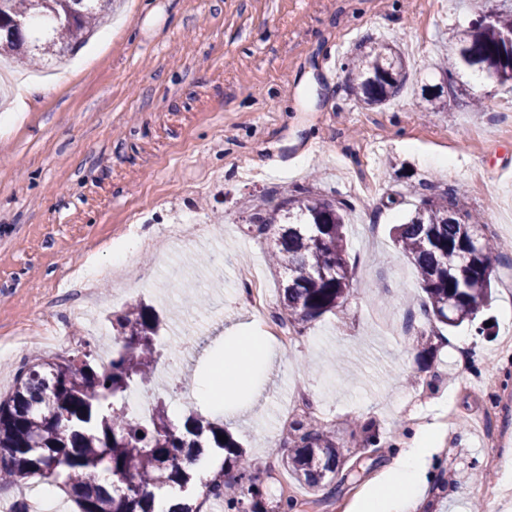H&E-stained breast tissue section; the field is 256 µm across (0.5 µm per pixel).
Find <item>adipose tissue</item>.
Listing matches in <instances>:
<instances>
[{
  "mask_svg": "<svg viewBox=\"0 0 512 512\" xmlns=\"http://www.w3.org/2000/svg\"><path fill=\"white\" fill-rule=\"evenodd\" d=\"M229 355L223 371L213 372L196 387L198 395L214 413L227 409L229 402L251 385L248 365L252 354L247 344L239 338H232ZM432 444V433L421 431L413 448L400 455L386 486L364 499L361 512H415L422 483L421 469Z\"/></svg>",
  "mask_w": 512,
  "mask_h": 512,
  "instance_id": "ef3b65f1",
  "label": "adipose tissue"
}]
</instances>
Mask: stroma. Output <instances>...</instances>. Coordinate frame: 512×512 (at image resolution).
Here are the masks:
<instances>
[{
    "mask_svg": "<svg viewBox=\"0 0 512 512\" xmlns=\"http://www.w3.org/2000/svg\"><path fill=\"white\" fill-rule=\"evenodd\" d=\"M486 0H116L107 35L90 40L57 73L0 68L7 92L46 93L0 121V394L25 356L68 355L78 340L96 352L111 336L86 337L68 318L71 272L95 273L96 316L153 306L164 321L168 375L153 394L171 397L209 377L229 336L261 338L276 357L241 396L229 431L266 492L293 512H359L386 483L401 449L433 431L418 512H472L486 485L505 493L512 469L487 470L480 416L512 392V363L496 361L512 326V92L464 75L468 92L422 112V86ZM405 56L402 93L368 106L343 67L377 42ZM480 95L474 109L468 93ZM352 205L346 236L355 270L344 306L305 323L288 348L249 313L237 271L259 267L278 311L282 273L268 246L247 233L252 214L295 187ZM456 189L498 244L493 300L479 320L433 329L417 273L390 229L422 196ZM403 196L391 207L388 197ZM182 225L170 243L166 225ZM139 249L130 264L115 247ZM223 252L220 264L197 256ZM407 325L399 338L392 326ZM314 409L334 426L356 467L311 491L282 480L286 405ZM374 423L377 451H363L353 423Z\"/></svg>",
    "mask_w": 512,
    "mask_h": 512,
    "instance_id": "35a3bbf8",
    "label": "stroma"
}]
</instances>
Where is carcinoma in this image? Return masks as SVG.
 <instances>
[{"mask_svg":"<svg viewBox=\"0 0 512 512\" xmlns=\"http://www.w3.org/2000/svg\"><path fill=\"white\" fill-rule=\"evenodd\" d=\"M112 8V0H0V55L22 64L48 65L75 50ZM512 3L472 21L447 62L440 85L422 89L421 105L433 112L446 91L457 90L462 72L496 74L512 84ZM352 91L367 105L395 97L405 85L402 57L378 44L347 64ZM344 208L302 191L266 214L255 213L248 232L274 238L272 262L285 274L280 288V324L296 327L343 306L351 292L353 267L347 259ZM401 252L415 266L426 295L427 316L455 326L474 321L492 298L494 247L483 225L453 190L421 200L404 224L393 228ZM162 321L149 305H133L112 320V358L100 363L81 342L68 356L36 358L20 369L12 391L0 396V486L40 477L59 483L76 512H154V489L167 486L187 494L172 512H202L212 499L231 512H261L265 491L238 442L224 423L196 411L174 424L158 399L146 425L127 413L135 387H149L161 357ZM293 444L282 466L313 491L325 489L348 470L351 455L332 430L309 420L293 423ZM209 448L226 453L220 469L200 481L186 468ZM112 474L110 488L100 470Z\"/></svg>","mask_w":512,"mask_h":512,"instance_id":"carcinoma-1","label":"carcinoma"}]
</instances>
